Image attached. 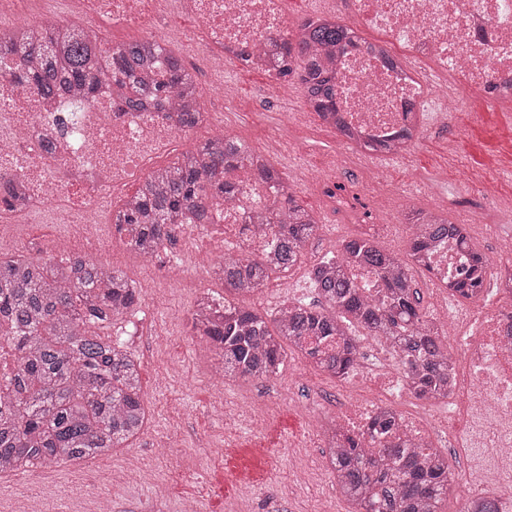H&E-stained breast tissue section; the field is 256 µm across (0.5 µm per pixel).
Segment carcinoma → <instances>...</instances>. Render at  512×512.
I'll return each mask as SVG.
<instances>
[{
	"mask_svg": "<svg viewBox=\"0 0 512 512\" xmlns=\"http://www.w3.org/2000/svg\"><path fill=\"white\" fill-rule=\"evenodd\" d=\"M356 29L334 18L303 21L286 47L282 75L297 77L311 110L334 115L336 84L319 53L353 45ZM0 55L11 60L16 86H32L47 102L67 91L93 92L112 85L125 111L164 97L179 127L199 124L201 89L172 50L137 39L103 48V35L81 27L36 33L24 27L0 31ZM240 169L255 171L269 188L270 208L257 217L275 238V262L245 252L224 260V317L193 314L192 330L223 362L228 381L267 379L284 365L285 348L302 354L334 378L355 364L357 346L344 339L353 325L374 336L398 340L404 378L419 398L448 396L449 357L444 333L429 329L413 263L428 244L448 237L453 224L441 213L412 210L405 223L416 226L409 259L363 235L339 240L341 259L323 257L308 268L318 298L271 314L243 306L238 296L266 287L271 276L304 263L317 231L313 213L296 202L285 176L240 138L213 137L183 152L149 175L136 194L113 215L118 232L131 239L128 250L145 260L173 243L176 227L209 222L210 199L230 202L243 184ZM19 204L16 184L0 177V212ZM469 273L452 296L476 297L488 261L467 243ZM362 266L383 277L388 305H378L343 272ZM142 301L141 286L105 263L73 255L56 260L46 250L0 255V339L13 350V366L0 375V473L79 463L121 448L147 423L140 363L120 336L109 330ZM398 413L388 407L371 421L363 440L354 437L329 449V466L352 512H442L452 474L437 448H417L399 436ZM458 512H501L499 501L483 498Z\"/></svg>",
	"mask_w": 512,
	"mask_h": 512,
	"instance_id": "1",
	"label": "carcinoma"
}]
</instances>
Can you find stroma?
Segmentation results:
<instances>
[{"mask_svg": "<svg viewBox=\"0 0 512 512\" xmlns=\"http://www.w3.org/2000/svg\"><path fill=\"white\" fill-rule=\"evenodd\" d=\"M226 72L235 82L234 100L228 105L214 94L212 111L231 110L237 136L297 182L286 148L273 145V129L301 111L302 100L283 99L259 70L232 62ZM507 123L512 124L511 101L491 105L466 95L447 123L417 135L403 161L342 149L334 129L309 120L297 123L294 135L306 148L307 177L334 157L340 161L339 191L369 189L380 177L387 181L393 190L388 209H367L363 217L393 225L389 248L407 254L405 213L431 208L444 196L445 216L455 223L469 212L475 246L490 258L491 273L505 275L512 263L494 259L492 245L512 236V146L489 142L488 135ZM296 199L319 224L307 260L331 255L336 237L359 234V225L348 223L313 185L297 190ZM206 287L224 290L199 277L161 289L145 307L149 323L127 329L148 412L139 438L84 462L0 474V512H25L35 500L46 512H101L107 504L112 512H184L190 503L196 512H348L334 478L318 470L323 451L310 439L309 391L335 389V379L306 368L290 351L272 381L219 380L214 358L187 320L193 298ZM273 386L284 395L271 398L264 424L250 428L236 421V412L252 408Z\"/></svg>", "mask_w": 512, "mask_h": 512, "instance_id": "1", "label": "stroma"}]
</instances>
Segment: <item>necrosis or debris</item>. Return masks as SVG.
Returning <instances> with one entry per match:
<instances>
[{
	"label": "necrosis or debris",
	"instance_id": "obj_1",
	"mask_svg": "<svg viewBox=\"0 0 512 512\" xmlns=\"http://www.w3.org/2000/svg\"><path fill=\"white\" fill-rule=\"evenodd\" d=\"M349 7L354 26L374 40L338 53L332 68L335 119L348 132L344 146L381 143L400 156L408 135L417 134L426 120L447 119L461 94L494 103L512 98V0H349ZM173 12L193 18L191 36L212 71L223 73L225 63L234 61L265 72L279 94L291 91L280 75L295 33L285 0H0V26L20 19L41 31L78 21L112 33L133 30L170 47L188 36L164 26V17ZM430 74L447 76L451 96L430 97ZM73 105L66 95L55 109L45 110L34 89L22 91L0 79V175L20 179L29 198L22 210L0 214V225L52 224L58 213H67V230L49 242L56 251L102 238L116 206L132 198L133 184L180 154L187 140L166 120L163 102L122 112L112 103L111 88L102 86L90 94L75 124L63 126ZM44 137L69 147L46 154L40 147ZM268 206L266 188L252 180L232 203L213 200L210 225L219 233L217 248L191 245L155 266L153 288L191 275L215 279L221 254L266 256L273 235L257 232L253 221ZM421 268L440 299L431 323L445 329L461 316L469 331L448 338L453 371L447 398L430 418L400 414L399 433L424 446L430 442L425 429L430 423L444 432L450 447L463 449L471 443L464 422L480 413L496 423L491 443L496 465L512 476V319L501 311L449 309L451 284L470 269L457 234L435 244ZM356 343L357 372L367 380L366 389L340 390L322 400L318 418L332 420L337 430L362 433L371 417L403 399L407 388L397 345L368 335Z\"/></svg>",
	"mask_w": 512,
	"mask_h": 512
}]
</instances>
